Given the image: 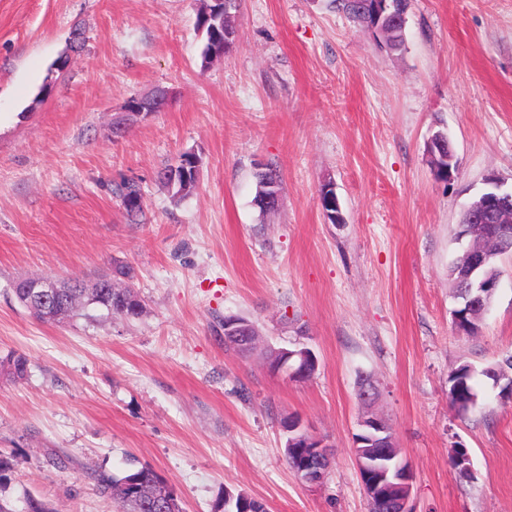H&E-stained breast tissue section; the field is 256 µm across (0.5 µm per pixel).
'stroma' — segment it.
Wrapping results in <instances>:
<instances>
[{"label": "stroma", "mask_w": 512, "mask_h": 512, "mask_svg": "<svg viewBox=\"0 0 512 512\" xmlns=\"http://www.w3.org/2000/svg\"><path fill=\"white\" fill-rule=\"evenodd\" d=\"M202 3L0 0V360L29 361L20 379L0 369V499L117 512L85 474L133 463L184 512H222L228 489L267 512H368L353 436L373 412L413 472L412 512H512V402L482 376L467 413L448 398L459 365L512 355V257L474 336L453 329L449 275L485 176L512 188V0H412L399 51L329 0H239L235 41L206 68ZM158 89L166 108L114 137L113 117ZM439 131L458 162L448 182L428 162ZM189 151L198 187L176 201L157 173ZM268 163L283 192L265 216L254 172ZM123 179L140 183L145 223L112 197ZM326 183L344 223L322 214ZM117 263L144 304L134 320L46 324L12 293ZM229 315L262 347H227ZM298 344L313 378L268 370L266 347ZM292 416L330 448L319 485L284 461Z\"/></svg>", "instance_id": "35a3bbf8"}]
</instances>
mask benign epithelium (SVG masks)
<instances>
[{
	"instance_id": "1",
	"label": "benign epithelium",
	"mask_w": 512,
	"mask_h": 512,
	"mask_svg": "<svg viewBox=\"0 0 512 512\" xmlns=\"http://www.w3.org/2000/svg\"><path fill=\"white\" fill-rule=\"evenodd\" d=\"M166 101V93L158 91L130 102L128 111L142 114L148 107H164ZM452 156L454 151L448 139L439 135L431 139L430 157L438 179L448 181L454 178L457 168L450 165ZM485 183L488 189L477 200L464 207L473 229L472 240L462 255L460 281L471 290L469 308L465 315L472 322L482 321L487 313L489 298L495 294L500 277L485 276L475 283L471 278L486 265L493 254L512 242V190H502V181L494 173L486 175ZM322 207L325 215L332 217L335 223L344 222L336 194L328 186L322 188ZM57 288L59 283L53 278L41 277L35 280L29 295V311L43 319L59 318L61 312L55 309L54 298ZM224 339L233 340L242 347L251 344L243 325L234 319L227 324ZM267 367L272 373L283 374L295 381H304L316 373L318 359L307 347L279 348L274 350ZM360 427L367 440H355L354 453L367 497L372 500H387L397 506L399 512H409L413 474L410 467L400 460L399 453L391 451L392 436L387 421L370 414L360 420ZM284 430L290 434L287 447L297 452L308 450L316 456L317 463L304 461L301 467L294 469L296 475L310 485L321 483L327 468L320 466V462L330 458L327 445L304 429L298 420H288Z\"/></svg>"
}]
</instances>
